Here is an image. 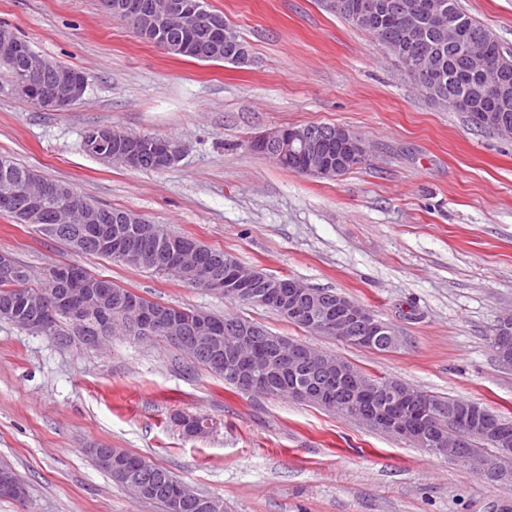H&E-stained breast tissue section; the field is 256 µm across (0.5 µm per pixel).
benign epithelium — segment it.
Instances as JSON below:
<instances>
[{
  "mask_svg": "<svg viewBox=\"0 0 512 512\" xmlns=\"http://www.w3.org/2000/svg\"><path fill=\"white\" fill-rule=\"evenodd\" d=\"M349 10L352 20L370 27V34L381 43L386 42V39L384 31L377 27L376 20L382 15L392 16L399 32V40L394 44L392 54L402 57L407 65L428 72L431 80L440 82L442 75L433 68L432 60L422 61L414 54V44L423 35L420 20L425 16L429 17L440 39H448L450 47L463 48L462 64L469 82L463 92L456 96L457 111L490 128L494 133L504 135L512 131L499 117V113L508 111V90L512 85L503 72V66L496 60L492 41L469 37L451 9L447 8L445 0H428L423 5L412 0L408 3L403 0H353ZM126 13L135 33L165 52L172 48L186 52L188 45L180 41L169 42L158 34L159 27L166 25L183 30L204 27L210 30L214 40H222L229 45L232 59L241 63L248 61L246 47L227 39L221 24L207 18L200 0H156L148 12L136 0H130L126 3ZM0 53L24 57L30 54V47L24 40L4 32L0 34ZM40 69L54 74L53 80L44 84L39 78L30 75L14 82L15 91L23 100L40 104L50 111H59L79 100L85 93L86 77L81 74L61 72L56 69L55 62L48 59L41 60ZM112 140L114 147L107 154V159L129 168H141L145 162V152L149 150L155 154L154 168L157 170L170 166L178 158V149L165 142L151 145L136 141L130 143L119 140L117 135L112 136ZM252 147L262 154L274 157L294 156L298 160L299 172L317 177H338L351 162L360 163L367 154L364 141L341 126L277 128L260 135L253 141ZM18 195L27 198L29 215L32 217L41 211L45 198L58 199L56 220L60 223L68 220V209L74 205L71 197L64 194L56 184L45 182L37 174L29 176L22 193L14 190L4 193L0 197V205L10 206ZM112 252L117 259L135 265L167 266L175 259L189 283L202 286L227 299L252 301L256 299L258 289L266 288L268 292L263 296V301L267 305L284 312L290 318H303L319 331L338 340L348 341L359 334L369 345L380 341L385 345L397 344L385 323L348 298L338 295L336 303H330L325 294L317 293L294 279L283 285H273V277L262 269L245 267L230 256L224 258V273L220 274L201 263L196 248L187 243L174 257L163 252L140 253L121 240L112 243ZM81 275V268L75 267L71 270L69 285L57 294L52 307L36 306L26 299L22 300L23 317L14 319V324L26 329L52 331L57 324L56 311L77 309L87 312V304L79 291ZM98 288L100 301L96 305V311L98 320L104 327L110 320L111 284L101 279ZM123 309L126 320L148 339H157V336L149 333V328L160 325L164 328H178L189 336L191 343L197 339L206 344L212 343V338L207 336L211 326L203 316L190 323L169 312L148 311L133 299L127 301ZM258 335L260 331L256 328L243 326L239 328L237 335L224 337L225 351L232 355V370L254 386L266 383L265 347L256 340ZM511 339V336L504 334L496 337L493 342L499 363L509 369H512V356L509 355ZM270 343L277 351L288 352L290 369L294 367L297 358L302 356L325 381L336 374L351 375L349 366L337 357L314 349L301 350L282 337L272 338ZM294 396L311 404H325L335 400L334 390L325 382L304 386L296 390ZM362 398L375 401L379 406L369 405L359 410L347 399L345 407L348 412L358 415V420L366 426L404 440H413L416 445L437 456L462 460L469 467L473 466L475 456L462 455L461 445L464 442L480 437L493 442L503 454L512 444V434L493 424L483 411L477 409H469L462 414H450L448 432L433 431V424L441 415L422 404L414 389L407 385L394 386L390 394L366 392ZM0 495L12 497L19 502L26 500L25 484L15 472L0 475Z\"/></svg>",
  "mask_w": 512,
  "mask_h": 512,
  "instance_id": "1",
  "label": "benign epithelium"
}]
</instances>
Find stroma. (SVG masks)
Masks as SVG:
<instances>
[{
    "instance_id": "35a3bbf8",
    "label": "stroma",
    "mask_w": 512,
    "mask_h": 512,
    "mask_svg": "<svg viewBox=\"0 0 512 512\" xmlns=\"http://www.w3.org/2000/svg\"><path fill=\"white\" fill-rule=\"evenodd\" d=\"M250 48L238 66L166 53L96 0H0L40 55L84 73L83 97L36 109L0 70V155L95 203L224 250L275 277L338 292L389 323L379 352L300 328L175 278L73 251L0 215V252L34 273L67 263L151 301L238 314L374 375L512 417V369L491 336L512 312V139L431 100L367 32L318 0H205ZM512 52V0H460ZM341 126L368 155L342 176L281 168L254 151L265 132ZM173 142L146 171L84 151L89 126ZM177 413L213 422L189 437ZM150 459L225 512H512V481L291 398L238 393L180 350L121 336L101 348L0 321V462L27 498L0 512H162L87 450Z\"/></svg>"
}]
</instances>
